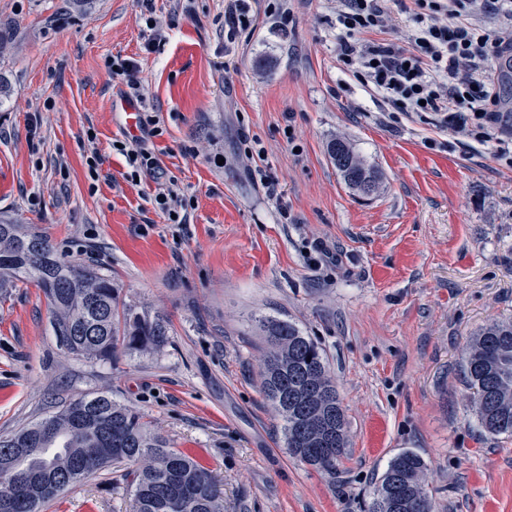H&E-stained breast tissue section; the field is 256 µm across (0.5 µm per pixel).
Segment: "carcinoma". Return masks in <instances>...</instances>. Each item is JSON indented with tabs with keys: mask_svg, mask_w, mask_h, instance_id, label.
<instances>
[{
	"mask_svg": "<svg viewBox=\"0 0 512 512\" xmlns=\"http://www.w3.org/2000/svg\"><path fill=\"white\" fill-rule=\"evenodd\" d=\"M328 155L350 189L364 196L381 190L379 171L346 139H332ZM15 282L42 290L59 346L87 360L153 352L169 336L163 318L123 301L112 276L60 258L46 237L23 224L0 222V287ZM255 322L264 343L261 389L283 422L289 456L336 474L348 447L347 421L323 348L294 322L263 316ZM464 373L482 432L512 437V321L494 322L474 337ZM114 461L132 466L134 512H224L211 476L106 392L0 436V512H43ZM17 462L22 470L15 475L25 483L19 494L7 479ZM424 470L418 453L399 452L375 484L367 512H433Z\"/></svg>",
	"mask_w": 512,
	"mask_h": 512,
	"instance_id": "1",
	"label": "carcinoma"
}]
</instances>
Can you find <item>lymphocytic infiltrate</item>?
Segmentation results:
<instances>
[{
	"mask_svg": "<svg viewBox=\"0 0 512 512\" xmlns=\"http://www.w3.org/2000/svg\"><path fill=\"white\" fill-rule=\"evenodd\" d=\"M407 45L367 40L386 23L383 0H340L336 52L344 69L397 112H441L449 129L512 157L496 124L493 59L512 60V28L487 29L485 15L512 19V0H413Z\"/></svg>",
	"mask_w": 512,
	"mask_h": 512,
	"instance_id": "obj_1",
	"label": "lymphocytic infiltrate"
}]
</instances>
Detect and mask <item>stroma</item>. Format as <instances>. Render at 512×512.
Masks as SVG:
<instances>
[{
	"label": "stroma",
	"mask_w": 512,
	"mask_h": 512,
	"mask_svg": "<svg viewBox=\"0 0 512 512\" xmlns=\"http://www.w3.org/2000/svg\"><path fill=\"white\" fill-rule=\"evenodd\" d=\"M225 5L152 0L153 43L140 0H0L15 32L0 59V217L111 274L169 329L157 351L92 362L60 349L40 288H1L0 435L106 390L211 474L224 512H365L405 449L427 465L435 512H512V438L481 432L461 372L471 337L512 321V166L341 72L336 0H292L285 28L255 0L234 35ZM112 56L138 66L159 179L128 182L112 148L127 91ZM338 136L380 172L379 193L344 183L327 151ZM170 183L195 200L188 223L149 201ZM261 315L297 322L327 355L348 421L336 475L288 454L260 389ZM127 469L44 512H133Z\"/></svg>",
	"instance_id": "35a3bbf8"
}]
</instances>
